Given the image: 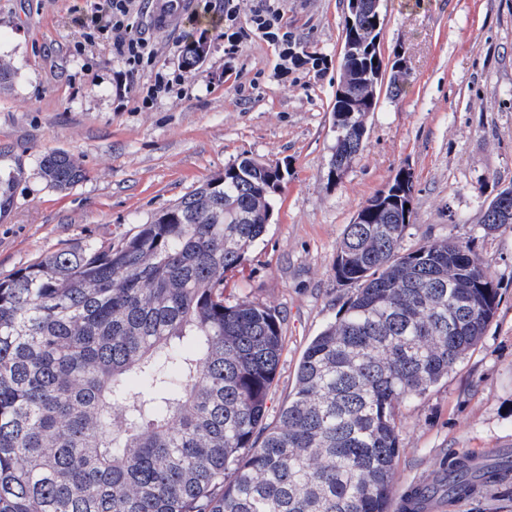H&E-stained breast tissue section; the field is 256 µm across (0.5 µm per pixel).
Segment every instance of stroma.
I'll return each mask as SVG.
<instances>
[{"label":"stroma","mask_w":512,"mask_h":512,"mask_svg":"<svg viewBox=\"0 0 512 512\" xmlns=\"http://www.w3.org/2000/svg\"><path fill=\"white\" fill-rule=\"evenodd\" d=\"M80 2L0 0V57L15 71L0 89V278L56 248L133 234L234 160L286 168L266 234L225 292L284 318L265 417L272 427L306 347L353 292L334 272L347 225L409 170L414 215L405 247L470 243L499 305L464 362L401 405L394 494L445 477L456 454L512 452V230L481 229L483 201L512 185V0H385L380 51L388 62L403 55L407 80L398 96L381 93L363 154L336 182L328 174L346 0H278L296 39L292 60L254 34L225 57L209 15L169 32L141 17L159 64L185 77L179 93L148 108L110 43L75 52ZM196 39L206 55L188 71L181 49ZM242 83L251 87L244 97ZM56 149L89 172L64 192L39 170L41 156ZM446 512H512V483L449 498Z\"/></svg>","instance_id":"stroma-1"}]
</instances>
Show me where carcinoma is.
I'll use <instances>...</instances> for the list:
<instances>
[{
	"label": "carcinoma",
	"mask_w": 512,
	"mask_h": 512,
	"mask_svg": "<svg viewBox=\"0 0 512 512\" xmlns=\"http://www.w3.org/2000/svg\"><path fill=\"white\" fill-rule=\"evenodd\" d=\"M382 0L344 17L330 170L362 155ZM203 44L187 42L192 70ZM66 191L87 170L52 150ZM283 177L244 157L118 243L51 250L0 278V512H391L400 405L475 349L496 316L492 275L468 243L403 242L413 182L375 194L334 264L353 295L306 348L278 425L262 428L283 318L224 281L267 231ZM512 229V187L486 206ZM512 480V455L461 456L440 488L471 496Z\"/></svg>",
	"instance_id": "cac0c4a2"
}]
</instances>
